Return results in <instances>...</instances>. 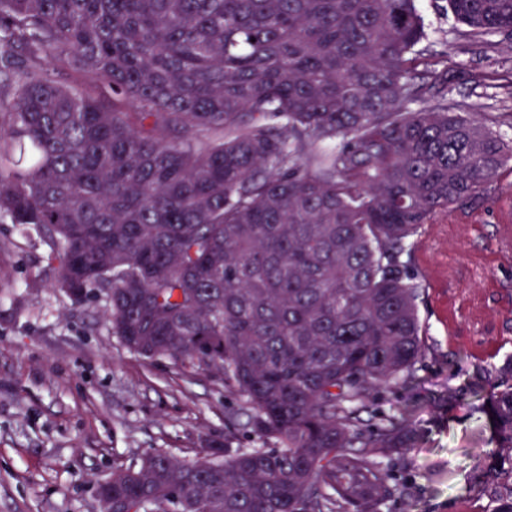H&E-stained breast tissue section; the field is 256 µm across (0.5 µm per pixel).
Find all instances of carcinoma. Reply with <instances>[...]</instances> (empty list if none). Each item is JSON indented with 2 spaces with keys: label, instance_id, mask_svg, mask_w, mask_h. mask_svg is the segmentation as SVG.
<instances>
[{
  "label": "carcinoma",
  "instance_id": "1",
  "mask_svg": "<svg viewBox=\"0 0 512 512\" xmlns=\"http://www.w3.org/2000/svg\"><path fill=\"white\" fill-rule=\"evenodd\" d=\"M446 2L462 37L512 35V0ZM427 39L420 0H0V223L50 239L53 287L112 291L129 350L224 379L263 441L146 453L112 512H396L425 435L376 405L424 355L403 256L512 173ZM472 81L512 93V69ZM489 402L477 491L512 512V383Z\"/></svg>",
  "mask_w": 512,
  "mask_h": 512
}]
</instances>
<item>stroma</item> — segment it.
Returning <instances> with one entry per match:
<instances>
[{"mask_svg": "<svg viewBox=\"0 0 512 512\" xmlns=\"http://www.w3.org/2000/svg\"><path fill=\"white\" fill-rule=\"evenodd\" d=\"M424 15L447 39L449 109L512 138V95L470 80L512 68V52L461 41L433 0ZM493 207L461 202L453 234L424 225L411 256L425 356L379 407L427 432L401 461L409 495L398 512L489 507L476 488L494 445L482 407L512 359V256L498 250ZM50 250L42 233L0 223V512H95L89 482L145 453L258 447L249 409L220 378L142 358L113 334L103 300L75 306L53 288Z\"/></svg>", "mask_w": 512, "mask_h": 512, "instance_id": "35a3bbf8", "label": "stroma"}]
</instances>
